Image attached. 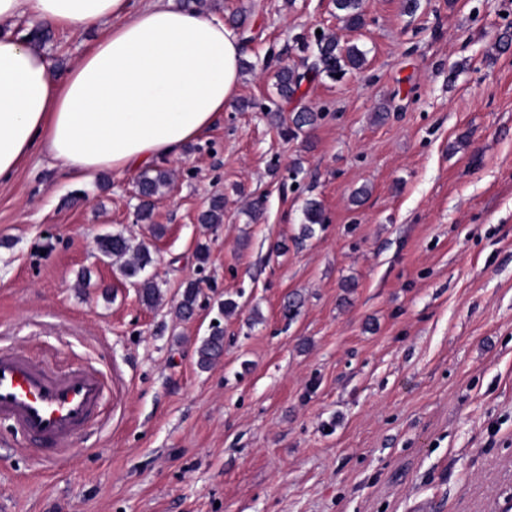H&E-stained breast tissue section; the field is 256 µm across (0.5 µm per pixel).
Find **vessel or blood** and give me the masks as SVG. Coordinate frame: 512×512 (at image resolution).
Returning a JSON list of instances; mask_svg holds the SVG:
<instances>
[{
  "label": "vessel or blood",
  "instance_id": "b4317fda",
  "mask_svg": "<svg viewBox=\"0 0 512 512\" xmlns=\"http://www.w3.org/2000/svg\"><path fill=\"white\" fill-rule=\"evenodd\" d=\"M111 393L106 373L94 364L57 373L25 349L0 347V420L38 444L46 459L67 458L71 441L101 416Z\"/></svg>",
  "mask_w": 512,
  "mask_h": 512
}]
</instances>
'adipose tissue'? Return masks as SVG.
Masks as SVG:
<instances>
[{
  "label": "adipose tissue",
  "mask_w": 512,
  "mask_h": 512,
  "mask_svg": "<svg viewBox=\"0 0 512 512\" xmlns=\"http://www.w3.org/2000/svg\"><path fill=\"white\" fill-rule=\"evenodd\" d=\"M25 15L101 35L58 78L14 34ZM243 55L221 19L174 0H0V182L36 151L82 181L180 157L232 102Z\"/></svg>",
  "instance_id": "ef3b65f1"
}]
</instances>
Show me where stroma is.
Instances as JSON below:
<instances>
[{
	"label": "stroma",
	"mask_w": 512,
	"mask_h": 512,
	"mask_svg": "<svg viewBox=\"0 0 512 512\" xmlns=\"http://www.w3.org/2000/svg\"><path fill=\"white\" fill-rule=\"evenodd\" d=\"M202 8L245 31L248 69L168 162L163 237L136 220V170L85 183L37 152L0 185V344L112 376L69 464H38L0 422V512H512V0H362L358 31L333 0ZM321 32L365 65L311 71ZM100 34L54 29L41 48L60 73ZM280 61L319 114L294 136ZM309 199L327 221L302 241ZM117 233L149 248L162 305L99 252ZM216 323L224 354L203 370ZM306 77V74L299 73L298 70L288 65L280 66L275 73L278 96L287 102L292 100L300 91ZM201 288L195 281H189L182 294L179 303L175 307L176 317L180 320H186L195 312V307Z\"/></svg>",
	"instance_id": "35a3bbf8"
}]
</instances>
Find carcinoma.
<instances>
[{
	"label": "carcinoma",
	"instance_id": "obj_1",
	"mask_svg": "<svg viewBox=\"0 0 512 512\" xmlns=\"http://www.w3.org/2000/svg\"><path fill=\"white\" fill-rule=\"evenodd\" d=\"M336 10L341 12L340 19L348 30H357L364 25V14L361 10V0H335ZM318 63L316 69L326 73L330 78L343 75L348 69H360L365 64V53L358 45L348 41L341 42L337 36H322L317 43ZM276 90L278 96L285 100H292L303 82L306 74L288 66H280L276 73ZM318 119V113L301 107L294 113L292 126L286 128L284 133L293 134L305 127H312ZM171 187V177L168 170L154 169V174L144 173L138 182L137 195L139 205L137 217L140 221L151 219L154 199L164 190ZM201 224L207 228H214L224 221V200L217 198L212 201L210 208L201 215ZM325 223L324 210L320 202L310 200L304 209V222L301 225V234L309 238L315 234L316 227ZM98 250L106 257H113L121 261L122 275L133 280L139 286V296L143 304L148 307L157 306L162 300V292L158 284L151 278L144 276L146 268L152 264V256L144 245H133L131 240L123 234L107 235L98 240ZM201 288L195 281L186 284L179 303L175 307L176 317L186 320L195 312V307ZM224 353V334L219 326H214L209 336L202 339L197 348V364L203 369L211 368Z\"/></svg>",
	"mask_w": 512,
	"mask_h": 512
}]
</instances>
